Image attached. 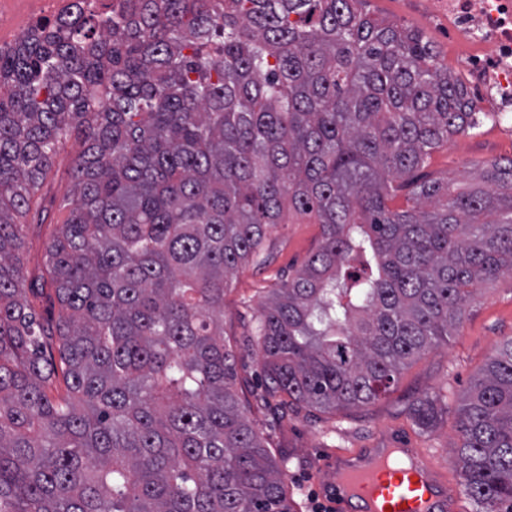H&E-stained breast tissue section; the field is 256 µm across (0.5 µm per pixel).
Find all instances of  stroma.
Here are the masks:
<instances>
[{
	"instance_id": "1",
	"label": "stroma",
	"mask_w": 512,
	"mask_h": 512,
	"mask_svg": "<svg viewBox=\"0 0 512 512\" xmlns=\"http://www.w3.org/2000/svg\"><path fill=\"white\" fill-rule=\"evenodd\" d=\"M376 16L421 32L439 62L454 76L463 71L457 58L459 44L448 40V16L443 7L423 0H368ZM77 150L69 146L54 156L44 187L45 223L25 220L20 256L29 298L43 323L58 321L64 308L51 290H38L36 277L44 265L45 249L57 224L66 220L73 200L72 171ZM512 156V111L486 121L472 132L461 133L435 150L426 169L434 178L455 177L468 182L475 164ZM319 225L298 217L290 224L267 230L265 264L248 262L230 277L224 293V337L235 350V370L241 408L261 435L273 459H287L286 481L301 512H317L322 490L331 473L322 466L327 456L358 448H419L445 471L449 481L460 482L451 450L459 442L457 407L462 393L484 368L489 357L512 338V277L504 276L482 290L461 326L446 343L402 369L393 389L375 402L339 411L301 407L282 419L260 401L264 380L256 348L245 342L256 325L261 302L270 288L293 275L317 249ZM439 395L443 412L434 427L421 429L413 417L424 395Z\"/></svg>"
}]
</instances>
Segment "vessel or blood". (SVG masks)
<instances>
[{
  "mask_svg": "<svg viewBox=\"0 0 512 512\" xmlns=\"http://www.w3.org/2000/svg\"><path fill=\"white\" fill-rule=\"evenodd\" d=\"M398 449L380 448L365 463L345 466L326 459L325 468L343 479L333 487L330 500L337 512L355 504L358 512H455L454 487H441V478L430 464L399 465Z\"/></svg>",
  "mask_w": 512,
  "mask_h": 512,
  "instance_id": "obj_1",
  "label": "vessel or blood"
}]
</instances>
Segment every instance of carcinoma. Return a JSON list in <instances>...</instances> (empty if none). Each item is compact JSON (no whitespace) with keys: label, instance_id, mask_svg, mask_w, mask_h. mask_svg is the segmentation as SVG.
I'll list each match as a JSON object with an SVG mask.
<instances>
[{"label":"carcinoma","instance_id":"1","mask_svg":"<svg viewBox=\"0 0 512 512\" xmlns=\"http://www.w3.org/2000/svg\"><path fill=\"white\" fill-rule=\"evenodd\" d=\"M366 2L77 4L0 49V512H295L224 343L228 278L286 209L321 241L259 310L261 401L282 419L386 395L512 275V157L463 187L421 173L477 105ZM71 139L75 203L44 256L67 315L46 326L18 220L45 221ZM438 413L427 394L413 415L428 429ZM458 432L476 512H512V338L461 397Z\"/></svg>","mask_w":512,"mask_h":512}]
</instances>
